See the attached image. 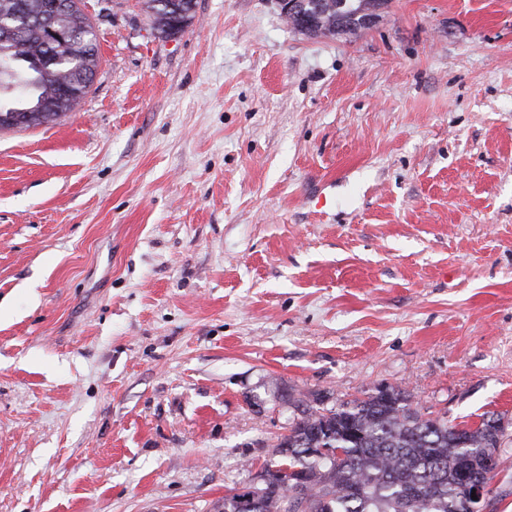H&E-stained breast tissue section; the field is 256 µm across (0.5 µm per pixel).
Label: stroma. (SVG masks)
Masks as SVG:
<instances>
[{
    "mask_svg": "<svg viewBox=\"0 0 512 512\" xmlns=\"http://www.w3.org/2000/svg\"><path fill=\"white\" fill-rule=\"evenodd\" d=\"M94 82L0 130V512H224L293 415L381 385L507 425L512 0H83ZM155 1L171 2L176 9L167 11L164 15L156 14L153 12L156 7L152 5ZM147 8L151 12L152 29L165 37H174L185 28L187 20H190L194 0H148ZM166 14H170V16L166 17ZM281 15L289 22L296 31L306 35H336L349 29L353 30L349 34H356L362 29H367V25H361V28L355 30L359 23L358 15L338 13L339 23H336V11L341 7L340 2H336V11L330 13L326 20L330 25L322 20L328 11L334 8V1L331 0H274ZM325 10V13L323 11Z\"/></svg>",
    "mask_w": 512,
    "mask_h": 512,
    "instance_id": "1",
    "label": "stroma"
}]
</instances>
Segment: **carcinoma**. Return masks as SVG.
<instances>
[{"label": "carcinoma", "instance_id": "1", "mask_svg": "<svg viewBox=\"0 0 512 512\" xmlns=\"http://www.w3.org/2000/svg\"><path fill=\"white\" fill-rule=\"evenodd\" d=\"M151 27L174 37L191 18L194 0H169L175 9L154 13ZM52 0H0V27L16 31L14 44L0 49V97L22 92L19 106H0L1 114L52 105L69 91L73 112L89 92L98 66L95 34L70 26L73 15L54 18L68 28L76 48L66 52L48 44L46 22ZM294 408L288 433L276 452L284 466L297 471L300 489L281 488L270 468L261 486L224 496V512H468L461 475L487 473L486 448L502 441L501 417H485L476 425H450L439 415L412 407L409 394L391 387L337 407L318 399L288 397ZM313 448L340 454L314 455Z\"/></svg>", "mask_w": 512, "mask_h": 512}]
</instances>
